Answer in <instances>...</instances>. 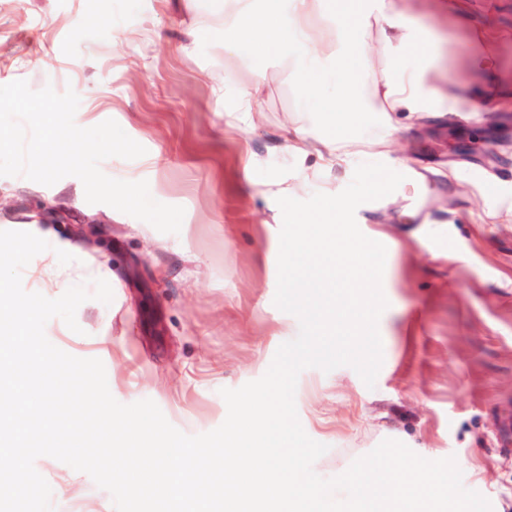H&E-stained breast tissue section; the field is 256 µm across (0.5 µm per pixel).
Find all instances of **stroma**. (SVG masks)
Instances as JSON below:
<instances>
[{
  "label": "stroma",
  "instance_id": "35a3bbf8",
  "mask_svg": "<svg viewBox=\"0 0 512 512\" xmlns=\"http://www.w3.org/2000/svg\"><path fill=\"white\" fill-rule=\"evenodd\" d=\"M402 5L441 34L443 66L433 77L440 93L478 108L490 91L512 98V0ZM208 22L199 0H0V85L23 79L35 90L73 89L78 126L115 120L146 149L135 160L106 159L102 171L147 181L155 200L185 210L179 233L163 234L87 203L76 177L51 186L0 177V230L36 221L51 246L23 269V287L54 299L61 290L53 270L65 269L73 285L105 278L111 303H82L76 333L51 319L48 340L100 359L118 402L153 400L188 435L220 426L221 389L262 377L300 330L274 304L282 213L265 186L300 165L281 145L301 100L287 72L269 71L261 122L230 124L224 87L251 73L243 59L225 69ZM128 28L137 38L114 43ZM364 160L423 176L356 210L360 230L387 249L383 363L371 388L349 366L301 372L299 420L328 447L314 470L335 477L395 439L455 457L465 488L487 498L492 512H512V447L500 444L512 410V223L496 215L512 200V108L475 120L400 119L388 146ZM302 165L301 199L339 193L354 175L319 171L312 155ZM46 202L61 220L38 221ZM61 246L74 263L59 264ZM35 468L52 489L54 512L89 504L114 512L88 474L42 457Z\"/></svg>",
  "mask_w": 512,
  "mask_h": 512
}]
</instances>
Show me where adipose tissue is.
Masks as SVG:
<instances>
[{"mask_svg":"<svg viewBox=\"0 0 512 512\" xmlns=\"http://www.w3.org/2000/svg\"><path fill=\"white\" fill-rule=\"evenodd\" d=\"M398 0H213L209 30L225 61L256 48L251 78L240 84L235 111L255 123L263 113L265 75L287 70L307 111L328 113L324 134L292 124L282 149L304 159L315 152L322 170L350 168L360 147L387 145L396 113L421 118L463 113L469 102L439 93L431 77L441 66L435 33L424 23L398 20ZM382 48L378 71L355 69L369 41ZM413 67H405L406 57Z\"/></svg>","mask_w":512,"mask_h":512,"instance_id":"ef3b65f1","label":"adipose tissue"}]
</instances>
